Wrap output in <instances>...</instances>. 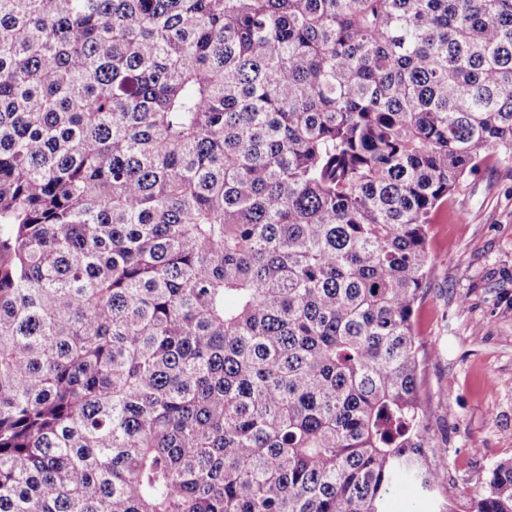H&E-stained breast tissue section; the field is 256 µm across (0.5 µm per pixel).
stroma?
<instances>
[{
    "mask_svg": "<svg viewBox=\"0 0 512 512\" xmlns=\"http://www.w3.org/2000/svg\"><path fill=\"white\" fill-rule=\"evenodd\" d=\"M427 246L437 265L413 324L433 347L421 393L448 468L434 494L404 489L390 512H470L491 466L512 457V166L486 153L435 210Z\"/></svg>",
    "mask_w": 512,
    "mask_h": 512,
    "instance_id": "1",
    "label": "stroma"
}]
</instances>
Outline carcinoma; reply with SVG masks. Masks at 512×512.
Here are the masks:
<instances>
[{"label": "carcinoma", "instance_id": "1", "mask_svg": "<svg viewBox=\"0 0 512 512\" xmlns=\"http://www.w3.org/2000/svg\"><path fill=\"white\" fill-rule=\"evenodd\" d=\"M490 149L512 0H0V512L433 490L427 229Z\"/></svg>", "mask_w": 512, "mask_h": 512}]
</instances>
